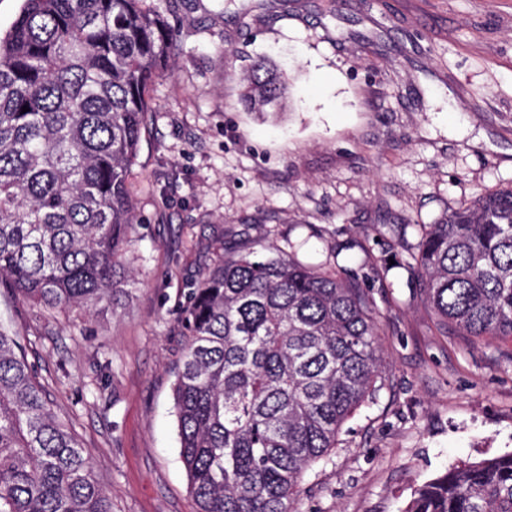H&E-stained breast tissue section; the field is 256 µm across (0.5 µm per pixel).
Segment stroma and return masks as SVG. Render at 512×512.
I'll return each instance as SVG.
<instances>
[{"mask_svg":"<svg viewBox=\"0 0 512 512\" xmlns=\"http://www.w3.org/2000/svg\"><path fill=\"white\" fill-rule=\"evenodd\" d=\"M169 22L126 297L93 316L0 297L112 512L196 510L172 399L181 318L245 241L339 264L379 324L386 385L292 512H402L447 468L512 453V339L441 330L410 267L421 225L512 188V0H175ZM261 57L288 76L276 115L241 103Z\"/></svg>","mask_w":512,"mask_h":512,"instance_id":"1","label":"stroma"}]
</instances>
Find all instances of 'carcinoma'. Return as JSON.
<instances>
[{
  "instance_id": "cac0c4a2",
  "label": "carcinoma",
  "mask_w": 512,
  "mask_h": 512,
  "mask_svg": "<svg viewBox=\"0 0 512 512\" xmlns=\"http://www.w3.org/2000/svg\"><path fill=\"white\" fill-rule=\"evenodd\" d=\"M162 1L24 0L0 37V287L22 301L90 311L126 294L132 166L175 37ZM287 89L258 60L242 99L279 112ZM412 260L443 330L512 337V189L426 226ZM184 325L172 397L196 512H291L384 388L369 294L344 269L247 248L188 289ZM0 512H112L2 327ZM402 512H512V453L449 468Z\"/></svg>"
}]
</instances>
